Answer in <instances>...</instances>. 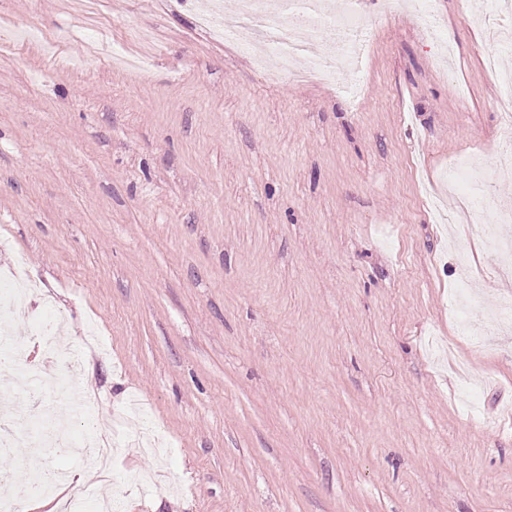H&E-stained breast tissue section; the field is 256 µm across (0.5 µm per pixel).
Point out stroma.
<instances>
[{"label":"stroma","mask_w":512,"mask_h":512,"mask_svg":"<svg viewBox=\"0 0 512 512\" xmlns=\"http://www.w3.org/2000/svg\"><path fill=\"white\" fill-rule=\"evenodd\" d=\"M199 0H0V270L15 255L81 360L77 441L138 399L108 472L53 498L117 512H512V328L462 335L472 225L429 207L492 171L512 9L358 0L335 80L257 72ZM453 54H445L442 36ZM479 404L482 424L469 420Z\"/></svg>","instance_id":"obj_1"}]
</instances>
